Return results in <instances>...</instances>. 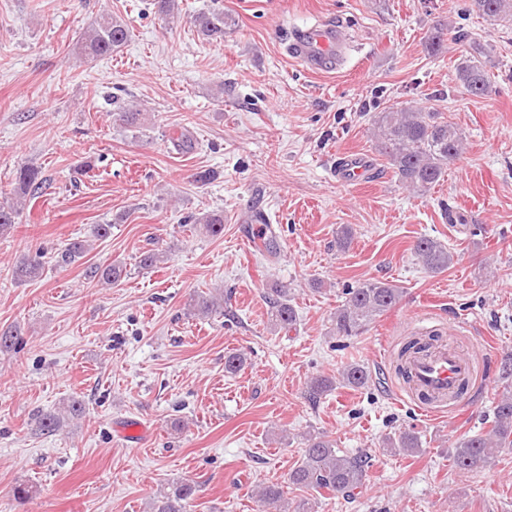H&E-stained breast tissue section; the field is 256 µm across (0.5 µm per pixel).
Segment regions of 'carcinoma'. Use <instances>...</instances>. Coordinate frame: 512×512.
I'll use <instances>...</instances> for the list:
<instances>
[{"label":"carcinoma","instance_id":"carcinoma-1","mask_svg":"<svg viewBox=\"0 0 512 512\" xmlns=\"http://www.w3.org/2000/svg\"><path fill=\"white\" fill-rule=\"evenodd\" d=\"M468 10L484 17L492 25H512V0H468ZM197 31L206 39L224 40V28L233 25L231 16L218 6L197 14L194 18ZM128 25L109 14L96 18L81 38L80 48L92 60L108 57L127 43ZM463 42L468 34L451 30L448 23L438 24L428 38L429 49L440 50L445 41ZM486 52L470 57L456 67V80L470 95L481 97L491 88L486 69ZM373 137L378 152L386 158L399 182L405 187L425 194L444 179L448 165L455 161L464 146V136L459 128L449 122L444 113L432 107L426 109L388 108L374 117ZM15 201L0 206V233L11 229L26 202L42 193L45 178L35 167L23 165L16 172ZM195 224L203 225L205 232L219 236L224 232V215L209 213L190 217ZM414 253L422 266L434 273L448 269L456 262L455 254L446 245L432 238L419 239ZM42 253L21 259L14 269L20 281L40 277ZM125 267L120 263L96 266L89 277L100 284L112 285L121 281ZM343 300L331 317L333 332L349 338L359 336L377 319L394 308L401 300L402 289L389 282L367 280L343 289ZM293 293L285 287L271 289L269 296L271 329L291 330L297 324V311ZM224 308V298L201 296L191 304L198 316H209ZM498 374L505 383L503 391L494 401L489 416L490 429L459 439L450 451L452 464L463 471H474L489 466L495 453L512 447V354L500 360ZM371 375L357 362L347 363L333 376L317 375L307 386L309 398L316 401L339 386L362 389L368 386ZM85 411L83 399L74 397L58 412L44 414L39 428L49 434L58 431L65 420L77 418ZM303 457L288 474V484L296 488L326 490L352 498L362 488L368 467L364 454H350L336 448V441L323 433H310L305 437ZM392 454H411L420 451L421 441L413 431H403L383 442ZM194 483L179 480L154 497L151 512H192ZM259 512H288V501L283 498L281 487L271 484L262 487L257 495Z\"/></svg>","mask_w":512,"mask_h":512}]
</instances>
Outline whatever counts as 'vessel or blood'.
<instances>
[{"label":"vessel or blood","mask_w":512,"mask_h":512,"mask_svg":"<svg viewBox=\"0 0 512 512\" xmlns=\"http://www.w3.org/2000/svg\"><path fill=\"white\" fill-rule=\"evenodd\" d=\"M344 35L333 22L297 30L289 45L290 55L307 68L317 70L328 60H339L344 48ZM368 159L357 153L341 157L336 168L338 179L345 183H359L368 176ZM409 385L424 414L454 409L461 399L462 387L472 379V359L451 348L427 350L412 355L408 362Z\"/></svg>","instance_id":"b4317fda"}]
</instances>
